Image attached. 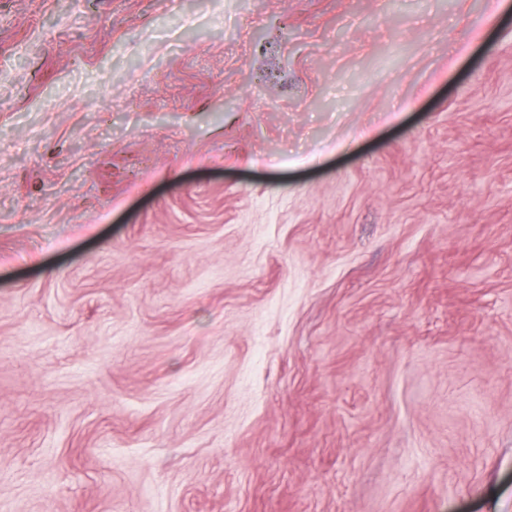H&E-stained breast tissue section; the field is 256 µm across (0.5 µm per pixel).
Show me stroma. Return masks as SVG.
Segmentation results:
<instances>
[{"instance_id": "stroma-1", "label": "stroma", "mask_w": 512, "mask_h": 512, "mask_svg": "<svg viewBox=\"0 0 512 512\" xmlns=\"http://www.w3.org/2000/svg\"><path fill=\"white\" fill-rule=\"evenodd\" d=\"M0 512H512V0H0Z\"/></svg>"}]
</instances>
